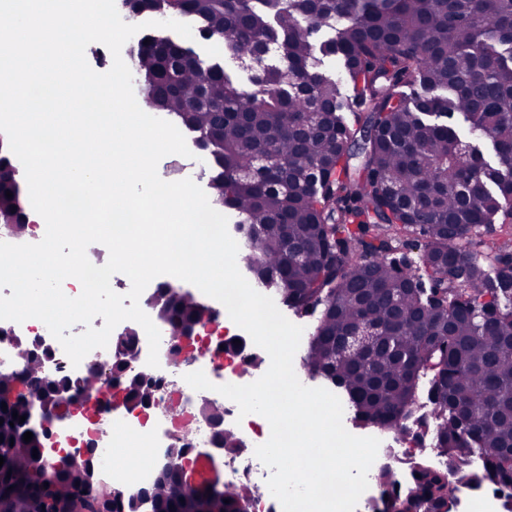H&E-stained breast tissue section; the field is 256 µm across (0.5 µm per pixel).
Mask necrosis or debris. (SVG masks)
I'll list each match as a JSON object with an SVG mask.
<instances>
[{
	"mask_svg": "<svg viewBox=\"0 0 512 512\" xmlns=\"http://www.w3.org/2000/svg\"><path fill=\"white\" fill-rule=\"evenodd\" d=\"M200 302L208 315L196 328L194 340L176 343L169 333H162L155 368L147 364L145 331L133 321L117 325L107 347L93 350L75 367L40 320H0V373L18 374L23 368L22 349L42 347L44 377L68 384V393L56 403L58 419L41 427L42 453L48 462L75 461L86 449H94L98 484L133 493L152 483L172 458L186 467L202 454L224 483L256 488L249 512H282L260 481L253 451L270 436L267 420L257 414L240 416L237 404L216 391L221 384L257 380L268 370L270 358L220 302L205 295ZM131 332L137 336V348L129 355L119 341ZM116 358L122 360L126 377L148 378L152 392L148 404L126 401L117 381L90 396L78 391L79 380L89 371L109 370ZM198 370L212 382V389L197 391L185 382L186 374ZM214 407L229 428L250 438V446L214 453L215 427L209 415Z\"/></svg>",
	"mask_w": 512,
	"mask_h": 512,
	"instance_id": "necrosis-or-debris-1",
	"label": "necrosis or debris"
}]
</instances>
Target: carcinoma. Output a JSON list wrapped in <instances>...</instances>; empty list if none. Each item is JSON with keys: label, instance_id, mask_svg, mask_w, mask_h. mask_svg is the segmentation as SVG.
I'll use <instances>...</instances> for the list:
<instances>
[{"label": "carcinoma", "instance_id": "1", "mask_svg": "<svg viewBox=\"0 0 512 512\" xmlns=\"http://www.w3.org/2000/svg\"><path fill=\"white\" fill-rule=\"evenodd\" d=\"M127 11H172L224 57L251 63L249 85L186 41L144 35L132 51L152 108L194 134L211 162L210 203L236 217L240 269L280 303L316 317L304 357L340 389L362 427L431 439L451 470L416 456L408 486L421 512H454L464 483L512 489V0H124ZM149 43H144V40ZM342 63L353 95L322 74ZM353 113L348 122L344 113ZM459 116L491 142L495 163L461 138ZM359 164L351 165L352 150ZM0 147V226L25 229L22 183ZM12 197H6V193ZM499 225L494 255L467 250L479 229ZM347 232L340 239L338 235ZM422 238L418 266L396 274L391 244ZM304 254L284 257L285 242ZM428 276L445 309L414 289ZM157 310L174 335L206 309L190 293L159 291ZM27 393L0 374V512H247L252 491H196L165 467L133 495L95 489L61 461L47 478L32 450L38 433L12 417L21 401L55 395L36 350L24 355ZM125 381L127 397L151 390ZM33 433L29 442L26 432ZM482 461L473 474L472 453ZM382 512L406 492L392 471Z\"/></svg>", "mask_w": 512, "mask_h": 512}]
</instances>
